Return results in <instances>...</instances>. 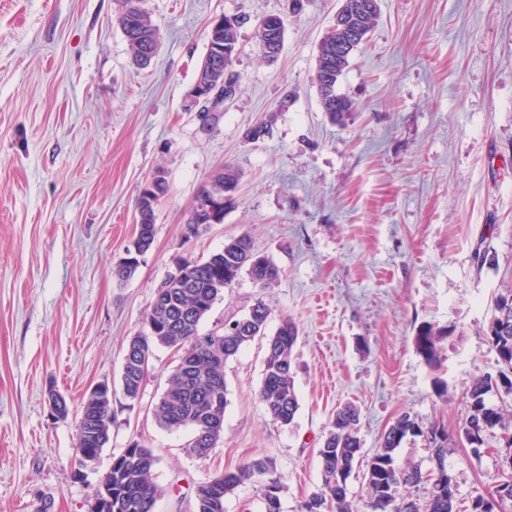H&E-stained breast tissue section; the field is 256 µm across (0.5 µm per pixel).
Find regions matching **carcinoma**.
Returning a JSON list of instances; mask_svg holds the SVG:
<instances>
[{"label": "carcinoma", "mask_w": 512, "mask_h": 512, "mask_svg": "<svg viewBox=\"0 0 512 512\" xmlns=\"http://www.w3.org/2000/svg\"><path fill=\"white\" fill-rule=\"evenodd\" d=\"M142 0H120L117 23L122 30L133 62L140 66L150 63L159 46V29L141 6ZM136 13L137 25L127 26V15ZM235 21L209 30L224 51L239 47L240 28L246 21L234 15ZM358 46L343 48L331 27L318 44L312 82L328 119L336 124L351 114L352 101L338 91V85ZM233 61L224 54L219 60L213 54L204 56L198 71L215 86L220 82L238 84L239 76L232 70ZM155 179L156 191L141 188L135 199L136 223L142 232L134 237L126 251L151 248L155 239V201L168 190L166 173ZM239 183L238 171L230 164L199 188L196 198L207 199L211 194L233 196ZM184 275L167 277L156 290L159 299L151 302L145 315V331L130 339L124 355L120 389L122 396L135 402L139 399L144 379L136 363L153 357L157 348H169L178 353V362L170 372L163 393L152 408L156 424L168 431L191 430L186 453L196 459L210 456L221 434L206 428L211 421L224 422L228 404L226 363L236 357L255 338L267 335L272 310L263 301L256 302L249 313L236 320L237 332L232 336L219 334L220 339L208 346L199 344L200 325L214 304L224 296L242 273L254 284L268 288L279 279V269L269 259L257 255L251 238L242 234L229 238L224 248L205 259L182 258ZM488 344L498 357L499 368L471 379L466 389L468 414L457 432L434 424L422 428L410 414L399 415L379 438V448L363 460L362 440L358 436L359 410L345 404L336 410L332 429L326 434L318 457L322 484L320 491L310 496L308 512H323L326 503L335 505L336 512H354L348 499L347 480L354 469L363 467L367 500L364 512H401L408 496L403 488H418L430 484L424 510L416 512H459L458 491L448 489L456 481L448 469L449 449L467 444L474 453L485 446L490 433L498 431L512 435V410L506 404L491 405V392L512 397V286H504L495 298L493 313L485 330ZM446 333L430 325L421 327L414 343L417 352L433 366L440 358V343ZM298 339L296 324L288 317L268 339L267 355L258 398L268 414L283 425L291 424L299 408L292 377L294 348ZM109 385L106 398L89 396L81 406L77 428L76 465L94 464L110 440L112 426V394ZM409 434L424 436L433 448L434 469L426 474L417 466H400L395 451ZM159 457L140 441L127 445L112 457V468L100 478L95 492H112V512H155L164 489L154 480ZM265 480L263 484L265 512H281L282 478L274 475L271 459L258 458L233 470L216 474L198 484L194 491L193 512H224V500L246 482Z\"/></svg>", "instance_id": "cac0c4a2"}]
</instances>
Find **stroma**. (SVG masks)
Listing matches in <instances>:
<instances>
[{"label":"stroma","instance_id":"obj_1","mask_svg":"<svg viewBox=\"0 0 512 512\" xmlns=\"http://www.w3.org/2000/svg\"><path fill=\"white\" fill-rule=\"evenodd\" d=\"M337 3L307 0L292 14L286 0H145L160 48L140 68L115 21L118 0H0V512H87L133 439L160 458L156 512H193L199 482L262 457L283 480L282 512H303L340 405L357 406L367 456L402 413L451 431L465 420L471 377L498 368L484 330L512 283V0H378V24L340 83L354 102L342 125L329 123L312 82ZM223 14L246 18L239 87L205 125L184 99ZM273 14L286 36L268 61L255 32ZM261 121L268 134L247 139ZM227 163L241 180L223 223L184 239L200 185ZM159 167L168 191L153 246L118 281L135 199ZM242 234L279 279L261 289L241 275L201 329L259 300L273 310L269 331L295 321L293 423L276 422L258 398V338L224 368L217 447L188 456L189 431L152 418L176 359L160 348L139 400L114 398L94 470L75 478L82 399L119 382L126 345L176 258H206ZM427 324L447 333L433 367L414 344ZM52 389L69 404L66 419L49 415ZM488 445L478 459L448 455L461 506L498 481L497 439Z\"/></svg>","mask_w":512,"mask_h":512}]
</instances>
